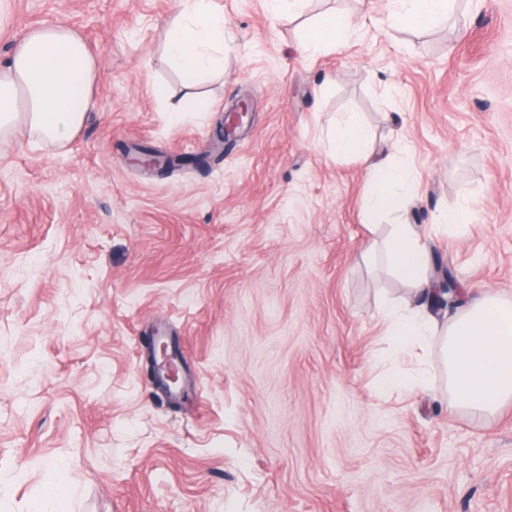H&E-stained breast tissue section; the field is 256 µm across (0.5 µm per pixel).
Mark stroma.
Instances as JSON below:
<instances>
[{
	"label": "stroma",
	"instance_id": "obj_1",
	"mask_svg": "<svg viewBox=\"0 0 512 512\" xmlns=\"http://www.w3.org/2000/svg\"><path fill=\"white\" fill-rule=\"evenodd\" d=\"M224 74L186 84L165 54L176 0H6L0 59L64 19L99 57L96 107L62 148L0 141V512H512V406L449 414L388 358L383 308L408 296L368 225L367 169L327 134L356 116L418 183L406 214L450 267L455 316L481 291L512 299V0H451L426 30L396 0H212ZM356 17L340 46L299 27ZM169 88L157 99L154 85ZM207 112H182V96ZM251 118L212 149L224 114ZM209 153L160 175L132 160ZM469 223H451L463 204ZM175 339L187 397L148 372L146 340ZM353 27V19L344 13L327 12L302 35L301 49L318 52L336 46L345 32ZM429 377L425 372H419L415 379L407 380L401 378L397 374L390 375L386 378L382 391L388 392L390 390H414L416 388H425L429 385Z\"/></svg>",
	"mask_w": 512,
	"mask_h": 512
}]
</instances>
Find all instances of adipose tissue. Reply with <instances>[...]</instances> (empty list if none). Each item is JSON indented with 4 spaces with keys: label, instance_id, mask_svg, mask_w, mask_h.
Instances as JSON below:
<instances>
[{
    "label": "adipose tissue",
    "instance_id": "ef3b65f1",
    "mask_svg": "<svg viewBox=\"0 0 512 512\" xmlns=\"http://www.w3.org/2000/svg\"><path fill=\"white\" fill-rule=\"evenodd\" d=\"M398 2L393 19L402 27L429 28L445 10V0ZM352 26L347 14L325 13L304 31L301 48L318 52L335 47ZM223 41L224 19L206 0H178L165 48L186 82L223 66L218 54ZM97 77V55L68 22L56 20L29 29L12 54L0 61V139L23 130L48 146L67 144L96 106ZM331 140L335 154L368 162V214L415 196L416 188L405 175L404 158L373 157L370 132L357 118L337 123ZM388 253L397 276L422 295H431V256L413 225H394ZM385 318L397 355L431 343L438 346L448 374L449 412L475 411L491 417L512 405V300L493 292L481 294L470 298L465 310L446 324L421 304L388 308Z\"/></svg>",
    "mask_w": 512,
    "mask_h": 512
}]
</instances>
